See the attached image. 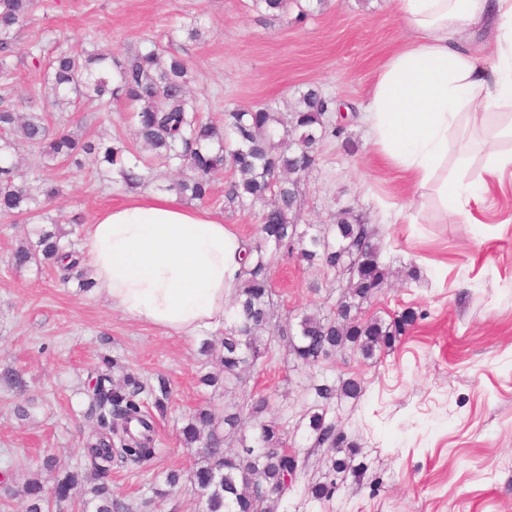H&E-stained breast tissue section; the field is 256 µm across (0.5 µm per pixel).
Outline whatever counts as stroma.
Masks as SVG:
<instances>
[{
	"mask_svg": "<svg viewBox=\"0 0 512 512\" xmlns=\"http://www.w3.org/2000/svg\"><path fill=\"white\" fill-rule=\"evenodd\" d=\"M193 21L201 30L196 39L185 32ZM407 39L392 0H328L299 21L261 15L251 0H40L16 33L12 93L39 99L41 77L26 61L34 41L81 51L152 40L191 62L192 87L207 103L204 117L217 124L240 106L286 111L309 85L357 108L377 66ZM68 118L79 134L133 155L140 150L124 104H113L108 115L89 110ZM317 153L300 185V223H331L342 207L361 214L377 231L383 262L395 272L413 265L419 274L410 283L392 278L364 304V317L410 309L420 318L373 361L346 354L333 361L336 374L363 382V395L344 403L340 417L363 447L368 482L379 479V489L351 483L323 502L300 491L288 512H512V177L493 183L475 223L439 224L427 210L410 224L398 210L409 206L411 191L386 169L361 119L350 120L344 137L321 141ZM55 176L61 192L46 214L63 225L76 215L90 221L128 196L120 183L99 181L90 164L59 167ZM230 179H215L208 207L252 236L256 211L224 201ZM31 230L0 219V373L16 370L26 384L19 392L0 383V458L18 460L24 473L45 481V456L62 471L79 464L89 432L83 390L104 359H115L133 374L166 379L170 396L167 411L156 416L152 470L116 466L106 484L133 512H198L186 489L161 501L153 487L165 472L192 462L193 449L179 441L183 417L205 404L224 406L223 392L199 381L210 369L201 338L139 324L76 282L61 285L48 268L14 269L10 253ZM270 278L283 317L339 295L331 277L294 259L275 263ZM301 381L276 342L249 372L245 390L279 402L296 398Z\"/></svg>",
	"mask_w": 512,
	"mask_h": 512,
	"instance_id": "stroma-1",
	"label": "stroma"
}]
</instances>
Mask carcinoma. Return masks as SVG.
<instances>
[{"label": "carcinoma", "mask_w": 512, "mask_h": 512, "mask_svg": "<svg viewBox=\"0 0 512 512\" xmlns=\"http://www.w3.org/2000/svg\"><path fill=\"white\" fill-rule=\"evenodd\" d=\"M37 4L38 0H0V131L5 133L0 136V217H44L42 205L60 194L49 171L61 162L82 169L90 160L99 173L117 174L128 189L149 182L157 164L177 173L169 189L201 203L212 199L214 175L229 169L234 178L225 187V201L241 208L260 207L259 229L257 238L246 242L248 265L224 321V336L218 343L202 342L201 354L216 357L217 365L203 375L205 385L222 387L227 395L245 383L247 360L256 368L269 356L276 318L270 268L275 263L294 258L298 250L308 265L332 276L340 272L346 281L342 298L298 314L292 325L278 328L294 370L306 374L308 407L294 426H289L290 405L276 409L270 397L260 394L250 395L241 405L226 403L221 410L201 406L187 418L180 441L196 449L188 477L191 492L203 512H278L298 489L286 483V477L293 473L300 479L313 456L319 479L306 487L311 499H331L349 479L363 482L368 466L358 461L361 444L342 428L336 410L346 401L358 400L364 387L355 377L333 375L330 363L338 354L366 362L392 349L414 313L407 310L388 320L361 317L363 305L387 288L394 273L381 261L375 229L353 209L337 210L332 224L298 223L299 185L313 169L316 145L328 135L344 133L330 121L335 99L309 85L298 92L286 113L243 106L224 113V123L215 124L203 120L202 103L191 92L189 63L155 43L136 50L60 51L47 58L40 44H33L29 58L35 68L44 70V111L67 112L87 103L108 112L114 102L131 108L135 139L150 158L128 163L125 147L52 128L29 102H13L9 80L15 71V34ZM324 5L325 0H252L256 12L271 17H286L294 7L298 20ZM24 147L35 151L34 166L41 171L34 184L15 161ZM72 233L55 221L36 225L33 238L13 249L11 265H47L59 273L61 282L74 277L80 288H92L86 272L74 273L77 263H60L66 252H74ZM104 365L86 389V419L93 429L84 454L91 468L61 472L50 489L37 478L27 479L26 512H50L52 501L69 499L79 484L87 486L94 512H132V506L115 497L98 477L115 463L142 470L153 467V419L141 404L162 412L169 390L161 377L155 383L132 373L116 379L113 369L118 363L106 358ZM138 396L143 403L135 401ZM291 435L308 444V451L297 458L276 452ZM181 487L182 475L169 471L156 494L163 497Z\"/></svg>", "instance_id": "cac0c4a2"}]
</instances>
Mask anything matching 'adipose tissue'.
I'll return each mask as SVG.
<instances>
[{"mask_svg": "<svg viewBox=\"0 0 512 512\" xmlns=\"http://www.w3.org/2000/svg\"><path fill=\"white\" fill-rule=\"evenodd\" d=\"M410 40L378 69L361 108L371 142L388 166L405 174L432 209L469 223L489 192L470 179L471 157L448 149L463 119L499 115L487 140L495 174L512 173V0H393ZM483 31L495 43L485 65L460 32ZM78 250L96 292L113 309L168 334L189 338L223 328L240 286L243 238L223 219L176 196L144 192L100 210L84 225Z\"/></svg>", "mask_w": 512, "mask_h": 512, "instance_id": "adipose-tissue-1", "label": "adipose tissue"}]
</instances>
